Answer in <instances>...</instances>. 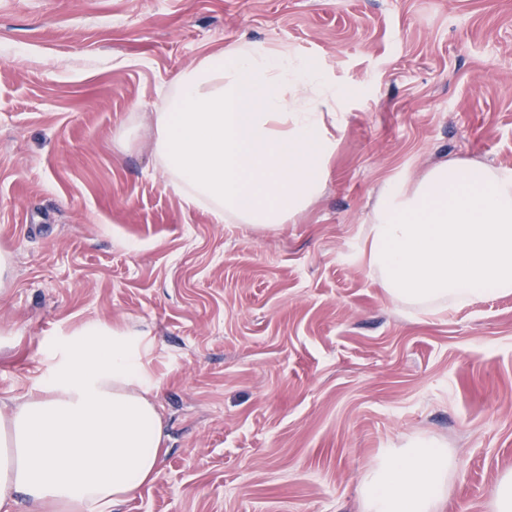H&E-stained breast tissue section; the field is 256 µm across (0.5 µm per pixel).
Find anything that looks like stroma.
I'll return each mask as SVG.
<instances>
[{
    "label": "stroma",
    "mask_w": 512,
    "mask_h": 512,
    "mask_svg": "<svg viewBox=\"0 0 512 512\" xmlns=\"http://www.w3.org/2000/svg\"><path fill=\"white\" fill-rule=\"evenodd\" d=\"M349 89L320 198L262 231L151 154L174 77L239 40ZM512 168V0H0V405L85 322L142 330L166 425L119 512H359L385 448L451 450L452 512L512 472V294L399 310L354 261L382 185Z\"/></svg>",
    "instance_id": "obj_1"
}]
</instances>
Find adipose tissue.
<instances>
[{"label": "adipose tissue", "instance_id": "adipose-tissue-1", "mask_svg": "<svg viewBox=\"0 0 512 512\" xmlns=\"http://www.w3.org/2000/svg\"><path fill=\"white\" fill-rule=\"evenodd\" d=\"M348 92L321 63L239 42L176 76L150 127L167 186L213 223L295 221L321 193ZM356 257L397 305L433 314L512 293V169L446 159L380 192ZM144 334L78 329L0 414V512H113L153 480L166 436ZM455 460L414 439L359 478L360 512H448Z\"/></svg>", "mask_w": 512, "mask_h": 512}]
</instances>
